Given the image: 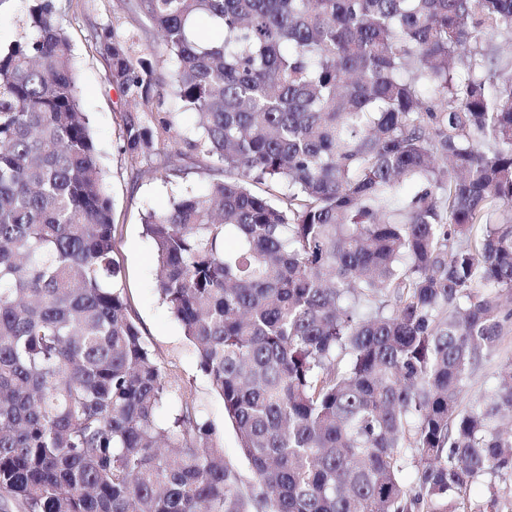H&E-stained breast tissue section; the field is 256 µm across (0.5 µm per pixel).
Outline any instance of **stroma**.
<instances>
[{
    "instance_id": "stroma-1",
    "label": "stroma",
    "mask_w": 512,
    "mask_h": 512,
    "mask_svg": "<svg viewBox=\"0 0 512 512\" xmlns=\"http://www.w3.org/2000/svg\"><path fill=\"white\" fill-rule=\"evenodd\" d=\"M55 20L71 44L80 102L87 112L97 150L106 172L107 191L113 204L114 257L123 278L121 288L148 345L166 372L179 379L158 413L159 420L172 418L181 406V386H188L203 419L218 429L226 462L240 471L248 466L241 456L234 429L224 420V403L199 369L196 353L179 323L159 300L155 290V245L142 229L141 218L150 210L166 208L173 190H203L220 171L201 156L187 152L170 157L148 152L131 159L122 137L126 112L132 106L112 84L106 55L95 47L94 36L107 27L134 35L144 47H157L151 23L135 12L130 0H53ZM512 357V335L500 350L484 358L472 373L466 396L490 394L498 382L502 362Z\"/></svg>"
}]
</instances>
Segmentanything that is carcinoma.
<instances>
[{
    "instance_id": "carcinoma-1",
    "label": "carcinoma",
    "mask_w": 512,
    "mask_h": 512,
    "mask_svg": "<svg viewBox=\"0 0 512 512\" xmlns=\"http://www.w3.org/2000/svg\"><path fill=\"white\" fill-rule=\"evenodd\" d=\"M0 48V512H512V0H136L224 173L142 218L247 481L119 287L69 40ZM146 110L154 54L117 29ZM167 116L127 114L126 152ZM485 497L472 488L486 476ZM512 358V335L505 338L500 350L486 357L472 373L466 388V399H476L490 394L498 382V372L502 362Z\"/></svg>"
}]
</instances>
